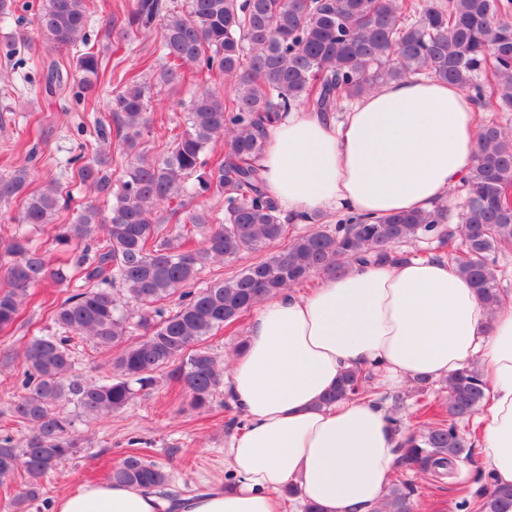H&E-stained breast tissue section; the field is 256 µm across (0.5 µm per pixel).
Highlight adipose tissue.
<instances>
[{
    "label": "adipose tissue",
    "instance_id": "ef3b65f1",
    "mask_svg": "<svg viewBox=\"0 0 512 512\" xmlns=\"http://www.w3.org/2000/svg\"><path fill=\"white\" fill-rule=\"evenodd\" d=\"M479 131L468 94L434 78L385 85L340 122L296 109L269 128L266 192L291 217L427 211L473 168ZM475 362L487 395L479 446L496 482L509 486L512 302L488 310L446 257L352 267L254 313L224 374V393L246 419L224 450L230 485L173 500L81 484L59 495L53 512H286L280 493L289 485L321 512H380L399 459L386 408L322 398L357 368L397 386Z\"/></svg>",
    "mask_w": 512,
    "mask_h": 512
}]
</instances>
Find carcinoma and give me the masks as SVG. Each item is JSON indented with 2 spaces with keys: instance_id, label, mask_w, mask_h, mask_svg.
<instances>
[{
  "instance_id": "obj_1",
  "label": "carcinoma",
  "mask_w": 512,
  "mask_h": 512,
  "mask_svg": "<svg viewBox=\"0 0 512 512\" xmlns=\"http://www.w3.org/2000/svg\"><path fill=\"white\" fill-rule=\"evenodd\" d=\"M91 4L42 0L34 25L54 46L78 53V101L93 118L98 149L42 187H31L25 166L0 177V202L21 201L17 229L0 240V332L18 321L31 289L50 282L76 287L52 311L55 330L32 337L24 349L22 391L9 408L23 439L0 435V480L22 478L15 512H27L43 495V478L77 452L64 404L87 419L110 416L151 389L167 368L190 408L205 410L224 381L223 365L203 347L214 331L234 326L260 301L314 273L395 263L407 259L399 250L404 243L428 238L441 250L452 240L444 228L446 205L372 224L345 214L332 229L308 214L303 220L310 228L289 233L290 218L266 193L258 164L274 121L301 107L338 112L381 85L422 75L458 85L488 112L512 111V23L502 18L500 0H187L184 7L174 0H135L119 27L126 50L139 33H157V47L118 81L109 105L113 135L98 117L96 88L104 72L87 34ZM188 67L224 77L230 91L198 87L182 104L185 129L151 154L141 145L143 133L165 132L168 125L148 109L152 87L185 78ZM114 141L128 157L116 179ZM82 185L107 199V211L91 200L76 202L73 187ZM460 188L465 203L455 261L493 312L503 293L492 254L512 247V129L482 125L476 163ZM206 194L224 198V215L189 206ZM71 208L73 219L56 223ZM172 219L171 233L166 224ZM28 226L52 227V244L68 254L67 263L52 264ZM278 241L281 250L230 278H201L210 260L260 252ZM175 296L177 309L165 312L163 303ZM131 305L142 311L144 333L127 344ZM75 336H89L102 349L124 344L117 375L92 381L74 373L68 342ZM370 375L368 369L346 372L327 402L373 396L366 386ZM441 388L446 405L421 406L418 431L400 443L398 460V467L412 466L436 481L470 460L465 423L485 400L484 381L473 367L449 375ZM107 480L163 488L169 474L132 453ZM473 480L477 512H512V486L497 484L488 471ZM414 495V483L396 477L386 512H415Z\"/></svg>"
}]
</instances>
